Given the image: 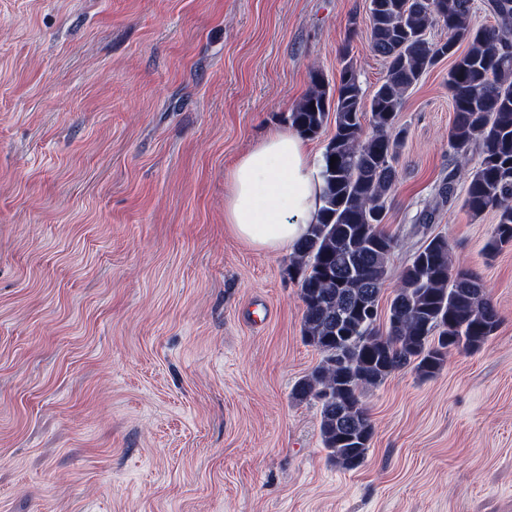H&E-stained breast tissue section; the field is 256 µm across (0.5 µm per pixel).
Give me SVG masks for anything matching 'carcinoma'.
Masks as SVG:
<instances>
[{
	"mask_svg": "<svg viewBox=\"0 0 512 512\" xmlns=\"http://www.w3.org/2000/svg\"><path fill=\"white\" fill-rule=\"evenodd\" d=\"M473 5L474 0H370L371 46L387 64L382 84L365 98L347 62L333 97L316 72L311 90L288 116L295 131L314 138L329 112L335 114V133L320 159V216L295 246L288 275L299 286L303 337L322 354L292 396L318 403L323 447L344 470L364 464L374 434L362 389L408 367L429 379L452 352L481 349L499 325L481 279L453 267L443 236L426 240L401 270L385 326L372 315L379 311L395 246L382 224L403 139L396 121L406 93L445 58L451 60L454 111L448 145L460 165L471 161L470 148L479 154L465 204L475 216L495 212L487 252L512 244V0H484L495 19L485 27L471 23ZM435 24L448 30L447 39L426 38Z\"/></svg>",
	"mask_w": 512,
	"mask_h": 512,
	"instance_id": "1",
	"label": "carcinoma"
}]
</instances>
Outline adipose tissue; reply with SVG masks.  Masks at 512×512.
Segmentation results:
<instances>
[{"mask_svg": "<svg viewBox=\"0 0 512 512\" xmlns=\"http://www.w3.org/2000/svg\"><path fill=\"white\" fill-rule=\"evenodd\" d=\"M225 181L224 222L256 249L292 247L317 220L320 166L295 133H267L226 172Z\"/></svg>", "mask_w": 512, "mask_h": 512, "instance_id": "adipose-tissue-1", "label": "adipose tissue"}]
</instances>
